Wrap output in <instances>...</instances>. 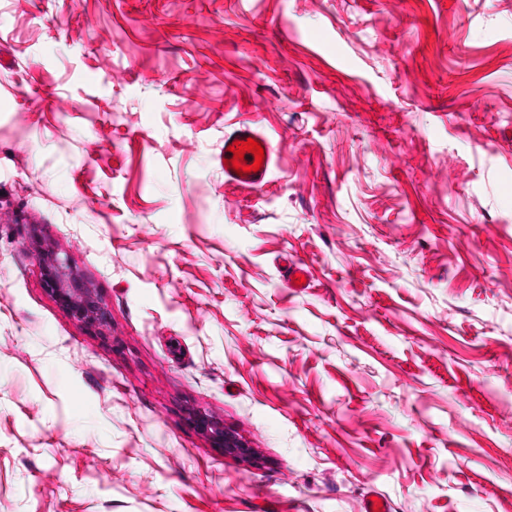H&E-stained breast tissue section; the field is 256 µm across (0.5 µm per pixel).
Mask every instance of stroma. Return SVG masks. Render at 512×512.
Here are the masks:
<instances>
[{
  "instance_id": "stroma-1",
  "label": "stroma",
  "mask_w": 512,
  "mask_h": 512,
  "mask_svg": "<svg viewBox=\"0 0 512 512\" xmlns=\"http://www.w3.org/2000/svg\"><path fill=\"white\" fill-rule=\"evenodd\" d=\"M371 493L512 512V0H0V512ZM247 138H252L261 144L264 150V159L257 172L251 170V172H243V175H238L230 162L234 154L228 151V146H234L236 149V146L240 145H234V141H247ZM219 159L220 165L224 169L225 183L245 189H257L268 181L273 162V148L267 136L256 131L249 123L241 122L231 131L224 133V152L220 154ZM225 160H228V163H225ZM44 265L52 290L65 300L72 314L101 331L106 329L110 322L108 311L83 278L75 273L68 256L51 252Z\"/></svg>"
}]
</instances>
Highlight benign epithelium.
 <instances>
[{"mask_svg": "<svg viewBox=\"0 0 512 512\" xmlns=\"http://www.w3.org/2000/svg\"><path fill=\"white\" fill-rule=\"evenodd\" d=\"M44 265L52 290L65 300L72 314L100 330L106 329L108 311L83 278L75 273L68 256L53 252L46 257Z\"/></svg>", "mask_w": 512, "mask_h": 512, "instance_id": "1", "label": "benign epithelium"}]
</instances>
